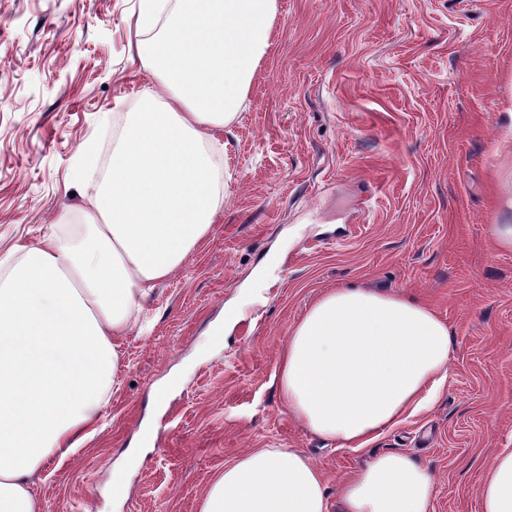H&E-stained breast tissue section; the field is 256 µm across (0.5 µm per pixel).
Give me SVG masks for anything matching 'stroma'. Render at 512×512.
Listing matches in <instances>:
<instances>
[{"instance_id":"1","label":"stroma","mask_w":512,"mask_h":512,"mask_svg":"<svg viewBox=\"0 0 512 512\" xmlns=\"http://www.w3.org/2000/svg\"><path fill=\"white\" fill-rule=\"evenodd\" d=\"M136 2L0 0V252L81 226L103 171L72 180L81 148L107 156L147 84ZM279 5L212 153L224 212L128 334L104 428L39 470L40 512H201L257 448L299 452L331 490L401 453L432 469L431 512H481L512 448V250L492 231L512 224V0ZM342 287L414 297L451 340L435 399L359 448L306 429L277 379L290 329Z\"/></svg>"}]
</instances>
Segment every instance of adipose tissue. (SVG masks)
I'll return each instance as SVG.
<instances>
[{
    "mask_svg": "<svg viewBox=\"0 0 512 512\" xmlns=\"http://www.w3.org/2000/svg\"><path fill=\"white\" fill-rule=\"evenodd\" d=\"M278 0H139L145 89L112 139V162L78 233L0 256V512H39L32 479L67 457L122 384V343L157 286L224 211L212 168L270 46ZM447 324L406 296L337 288L292 328L279 364L289 411L329 442L360 443L422 409L448 374ZM431 470L400 453L328 494L289 448L225 465L201 512H431ZM482 512H512V451L493 460Z\"/></svg>",
    "mask_w": 512,
    "mask_h": 512,
    "instance_id": "1",
    "label": "adipose tissue"
}]
</instances>
